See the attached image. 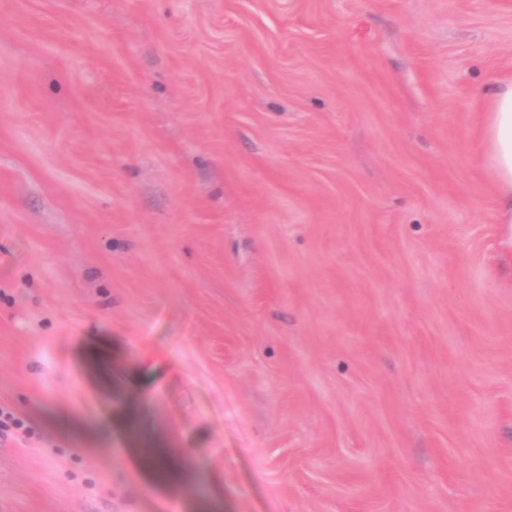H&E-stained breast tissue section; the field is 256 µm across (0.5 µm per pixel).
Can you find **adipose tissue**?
<instances>
[{
    "instance_id": "adipose-tissue-1",
    "label": "adipose tissue",
    "mask_w": 512,
    "mask_h": 512,
    "mask_svg": "<svg viewBox=\"0 0 512 512\" xmlns=\"http://www.w3.org/2000/svg\"><path fill=\"white\" fill-rule=\"evenodd\" d=\"M481 136L485 167L505 204L502 221L512 224V80L492 91Z\"/></svg>"
}]
</instances>
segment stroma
<instances>
[{
    "label": "stroma",
    "instance_id": "obj_1",
    "mask_svg": "<svg viewBox=\"0 0 512 512\" xmlns=\"http://www.w3.org/2000/svg\"><path fill=\"white\" fill-rule=\"evenodd\" d=\"M509 77L512 0H0V512H512ZM489 103L481 128L485 167L505 204L502 223L512 224V80L501 81Z\"/></svg>",
    "mask_w": 512,
    "mask_h": 512
}]
</instances>
